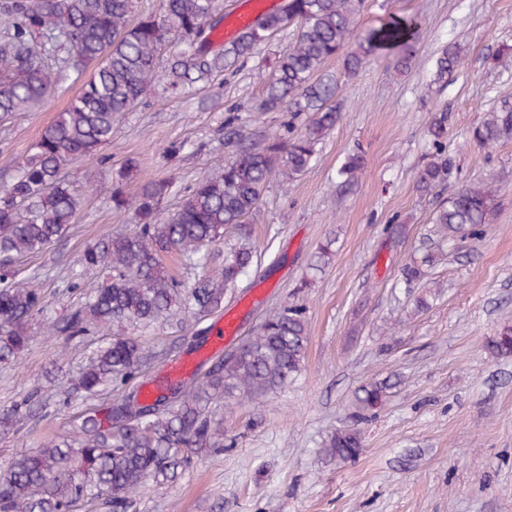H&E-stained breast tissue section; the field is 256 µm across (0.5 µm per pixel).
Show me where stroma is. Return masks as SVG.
<instances>
[{"mask_svg":"<svg viewBox=\"0 0 512 512\" xmlns=\"http://www.w3.org/2000/svg\"><path fill=\"white\" fill-rule=\"evenodd\" d=\"M389 14L418 21L409 48L414 63L390 70L396 50L380 51L379 63L343 82L345 114L317 161L293 181L270 182L252 223L258 262L224 299L234 335L217 341L215 317L188 327L179 310L141 333L146 345L169 351L142 388L151 397L160 381L189 379L269 313L294 302L308 323L304 371L288 390L226 411L223 452L203 458L169 488L145 489L130 512H216L219 503L223 512H512V359L495 358L486 347L512 322V142L482 148L468 137L485 112L512 95V53L502 51L512 46V0H364L358 24L374 27ZM292 39L291 31L278 33L237 74L184 96L148 91L116 118L104 155L116 168L136 159L138 181L172 180L162 210H175L186 190L229 158L230 106L242 107L251 129L283 133L289 113L255 106L262 74ZM449 39L464 46L466 59L441 86L432 81V61ZM79 90V81L68 78L47 106L0 122V175H11ZM442 107L452 114L449 189L490 180L499 189L492 222L477 237L440 239L431 222L439 200L416 190L427 121ZM357 149L365 151L367 169L351 193L339 194L336 171ZM110 192L108 182L97 181L67 235L19 269V278L36 277L53 319L105 282L100 271L79 269L86 246L131 226L130 213L113 210ZM393 221L409 229L396 245L384 231ZM329 237L328 265L302 285ZM430 248L441 250L443 260L405 285L402 267ZM75 270L80 289L69 293ZM429 290L437 294L431 308L416 312L417 297ZM359 306L364 323L352 343L347 336ZM192 336L202 337L203 346L189 349ZM96 341L90 335L68 342L39 325L20 362L0 364V408L35 388L48 399L41 418L0 441V460L71 429L75 410L59 401ZM386 342L391 351H382ZM385 378L397 385L361 424L362 455L347 463L325 460L319 445L352 425L356 389Z\"/></svg>","mask_w":512,"mask_h":512,"instance_id":"35a3bbf8","label":"stroma"}]
</instances>
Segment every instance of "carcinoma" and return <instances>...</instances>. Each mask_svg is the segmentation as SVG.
Instances as JSON below:
<instances>
[{"label":"carcinoma","mask_w":512,"mask_h":512,"mask_svg":"<svg viewBox=\"0 0 512 512\" xmlns=\"http://www.w3.org/2000/svg\"><path fill=\"white\" fill-rule=\"evenodd\" d=\"M363 0H287L262 12L217 51L198 42L212 36L224 19L223 0H163L159 17L131 21L135 0H3L0 11L12 18L8 42L0 48V118L30 112L49 103L67 75L86 76L78 95L47 125L14 173L0 181V364L16 363L30 347L34 326L43 322L50 335L85 337L98 326L126 323L145 330L177 307L198 321L222 308L227 291L248 278L256 246L252 219L270 181L295 179L316 160L318 145L343 118L341 79L352 78L377 60L385 48L406 46L416 37L413 24L389 17L381 26L357 30ZM296 28L265 79L258 112H288L282 134L272 137L249 129L233 113L224 120V140L232 157L187 191L180 207L164 216L161 202L172 183L152 179L129 187L138 163L105 168L111 181L112 208L132 213L133 229L108 235L88 247L79 263L98 269L106 285L82 297L62 321L45 322L47 297L36 285L18 281L16 267L65 236L87 187L68 179L75 164L96 159L112 142L114 119L133 108L155 87L180 94L204 87L222 73L249 60L274 35ZM340 62V73L324 72ZM464 50L445 44L434 64L435 83H448L462 67ZM305 115L304 128L293 120ZM448 110L431 113L426 161L416 189L434 195L448 185ZM478 146L512 141V105L502 102L469 131ZM367 167L365 152L349 154L338 170V187L358 182ZM491 183L462 185L440 204L432 218L443 236H479L493 212ZM231 234L224 263L209 267L191 284L177 279L164 258L192 264L201 249ZM429 252L402 268L411 284L422 267L435 263ZM308 325L303 307L286 304L270 314L231 354L217 357L178 398L163 395L140 401L136 386L154 361L166 355L150 350L135 335L98 341L63 405L77 394L90 404L65 434L22 448L0 464V512H88L97 503L109 512H129L134 497L148 487L176 483L197 461L224 451V411L235 404L283 392L302 371ZM498 358L512 357V325L489 343ZM392 387L369 382L355 392L356 413L366 419L380 410ZM47 401L29 392L0 410V436L17 434L39 416ZM364 448L361 431H334L321 444L330 461L351 462Z\"/></svg>","instance_id":"1"}]
</instances>
